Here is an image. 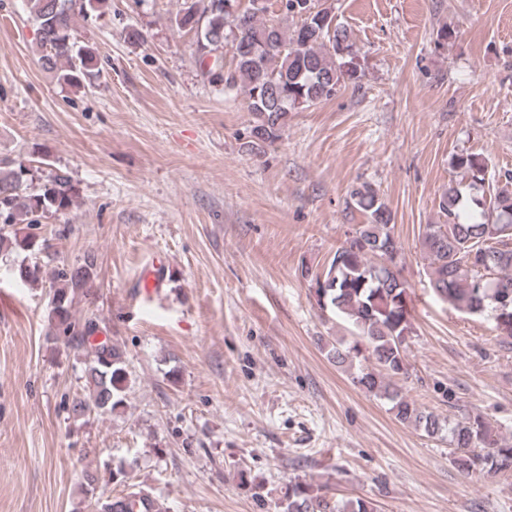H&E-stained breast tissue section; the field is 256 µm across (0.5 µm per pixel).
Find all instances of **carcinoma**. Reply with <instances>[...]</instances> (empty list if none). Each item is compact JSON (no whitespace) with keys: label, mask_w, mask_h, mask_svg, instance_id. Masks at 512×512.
Returning <instances> with one entry per match:
<instances>
[{"label":"carcinoma","mask_w":512,"mask_h":512,"mask_svg":"<svg viewBox=\"0 0 512 512\" xmlns=\"http://www.w3.org/2000/svg\"><path fill=\"white\" fill-rule=\"evenodd\" d=\"M39 31L38 62L58 84L77 90L94 85L100 70L96 49L77 38L76 18L96 22L112 7L111 0H24ZM226 0H182L174 23L196 32V61L204 66V50L224 47V26L232 28L234 66L221 74L211 68L209 82L241 89L255 116L249 144L259 149L280 137L288 113L332 97L345 78L356 74L355 51L347 30L336 19L332 4L313 0H279L280 16L268 17V0L247 7L233 17L224 11ZM300 18L295 27L288 20ZM455 166L469 175L463 187L450 183L439 200L444 224H428L421 247L430 261V285L439 298L470 315L486 316L495 328L512 337V327H501L498 301L512 297V192L478 195L485 186L487 163L468 153ZM24 163L0 159V250L33 251L39 245L37 218L69 211L76 197L66 170L56 169L37 185L27 178ZM352 204L365 222L353 225L352 237L336 248L323 271L315 276L316 302L351 327L355 340L343 338L322 345L336 367L350 372L352 382L391 404L395 419L429 436L448 430L450 461L461 472L487 475L512 471V446L501 443L490 422L480 413L443 422L409 400L393 379L407 373L406 340L412 332L408 285L397 283L387 265L401 252L391 224V212L378 192L368 185L350 192ZM42 266L21 265L24 283L42 279ZM94 277V256L53 277L51 318L64 336H79L87 344L84 368L88 394L75 397L68 413L75 419L107 414L124 404L128 389L126 357L108 339L92 343L93 322L74 317L77 291ZM157 506L151 488L128 484L121 499L99 504V512H152ZM281 512H375L363 499L332 500L322 488L297 482L288 487Z\"/></svg>","instance_id":"1"}]
</instances>
